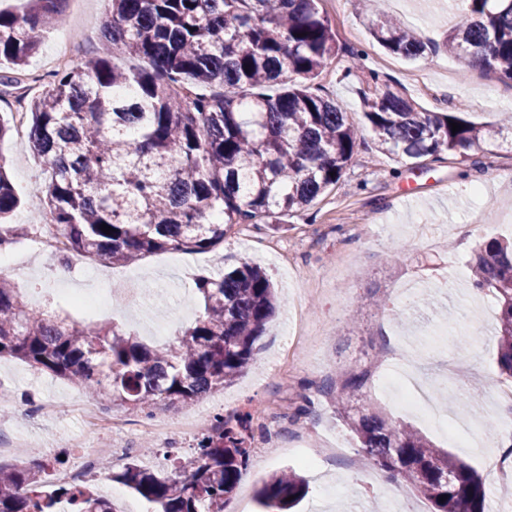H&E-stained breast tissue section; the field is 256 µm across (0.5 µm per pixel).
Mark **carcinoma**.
Returning <instances> with one entry per match:
<instances>
[{
    "label": "carcinoma",
    "mask_w": 512,
    "mask_h": 512,
    "mask_svg": "<svg viewBox=\"0 0 512 512\" xmlns=\"http://www.w3.org/2000/svg\"><path fill=\"white\" fill-rule=\"evenodd\" d=\"M22 13L0 12V60L23 67L40 35L63 15L66 0H27ZM102 36L144 66L108 56L54 73L29 103L30 139L47 166L46 216L70 255L132 264L168 250L209 252L238 224H271L309 207L344 177L358 140L348 113L315 80L344 50L319 0H109ZM448 33V53L512 81V0H466ZM389 52L416 57L420 36L386 15L373 27ZM364 118L379 151L420 160L463 159L504 138L506 125L456 112H428L391 80L372 76ZM462 129L452 132V124ZM21 199L0 158V229ZM113 231L104 233L101 225ZM473 288L500 306L495 366L512 381V242L478 243ZM204 315L154 350L116 324L85 326L35 309L0 276V357L10 356L78 385L94 397L148 418L161 404L190 403L239 378L259 350L275 312L269 275L247 262L201 275ZM370 372L336 384L360 393ZM365 456L420 490L433 512H488L482 479L407 423L338 409ZM252 414L217 415L196 455L173 472L130 458L111 479L156 505L157 512H224L248 466ZM54 468L44 457L0 462V512H118L89 486L48 490ZM293 469L261 481L264 512H290L308 493ZM447 499L440 500L441 496Z\"/></svg>",
    "instance_id": "1"
}]
</instances>
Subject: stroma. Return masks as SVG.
<instances>
[{
    "label": "stroma",
    "instance_id": "obj_1",
    "mask_svg": "<svg viewBox=\"0 0 512 512\" xmlns=\"http://www.w3.org/2000/svg\"><path fill=\"white\" fill-rule=\"evenodd\" d=\"M339 43L358 53L364 69L344 79L345 55L323 71L326 92L360 128V138L345 176L307 210L280 223L253 229L248 239L227 234L223 245L205 253L166 251L131 265L73 257L65 277H57V260L40 255L31 236L14 244L18 269L8 278L33 305L52 302L88 326L116 323L153 348L172 343L178 331L204 313L195 278L250 261L260 264L279 290L277 312L262 338V348L244 374L224 390L191 408L206 415L230 408L278 412L280 428L274 449L257 448L243 470L224 512H261L256 483L276 470L293 468L309 481L299 512H367L377 501L381 512L396 500L382 486L349 469L345 456L308 462L299 447L317 448L323 438L340 437L355 448L350 428L336 414L329 386L351 370L369 369L365 397L346 402L350 415L372 409L388 421L414 426L438 447L448 445L444 431L398 403L400 389L429 381L435 388L464 384L480 389L479 401L454 402L448 428L465 439L455 455L485 473L492 453L487 426L512 424V406L498 401L493 361L497 349V307L493 297L469 286L467 262L476 242L459 226L486 224V238H512V146L497 143L474 153L472 160L451 154L415 164L383 154L363 127L360 89L371 87V74L391 78L429 112H464L470 120L495 122L512 114V83L483 71L464 69L440 43L455 19L448 0H402L390 8L383 0H320ZM397 17L429 49L414 60L382 48L370 28L382 15ZM109 16L107 0H68L63 19L43 33L37 53L16 69L0 64V76L20 82L36 78V91L54 72L56 45L67 36L77 44L73 64L107 55L101 36ZM0 157L20 198L12 221L43 222V164L28 136L11 132L0 140ZM136 281L144 289V307L136 311L109 295L112 287ZM409 283L437 289V305L454 315L453 324L430 337L419 329L423 319L436 320L434 307L411 309L400 300ZM21 402L20 410L0 416V459L13 460L20 449L62 456L60 471L81 469L77 441L89 436L85 420L73 412L89 395L77 385L13 359H0V391ZM310 415H296L303 399ZM44 401L58 405L56 416L38 415ZM99 412L126 423L124 444L141 465L169 468L173 458L194 455L195 436L176 432L156 435L143 428L145 418L100 401ZM189 406L159 405L154 416L176 417ZM447 428V429H448ZM151 443V453L141 451Z\"/></svg>",
    "mask_w": 512,
    "mask_h": 512
}]
</instances>
